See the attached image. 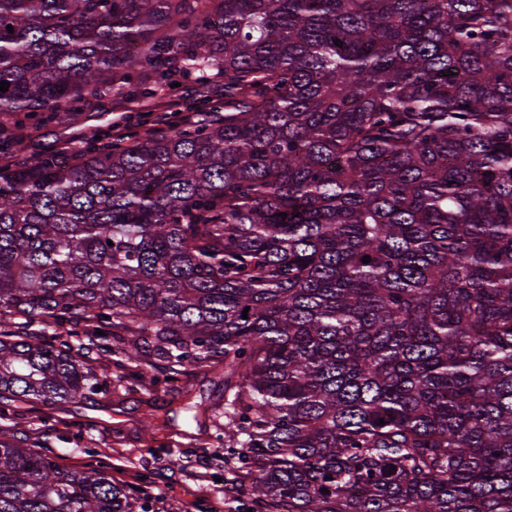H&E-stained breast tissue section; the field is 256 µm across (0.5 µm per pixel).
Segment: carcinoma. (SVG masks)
Masks as SVG:
<instances>
[{
    "instance_id": "cac0c4a2",
    "label": "carcinoma",
    "mask_w": 512,
    "mask_h": 512,
    "mask_svg": "<svg viewBox=\"0 0 512 512\" xmlns=\"http://www.w3.org/2000/svg\"><path fill=\"white\" fill-rule=\"evenodd\" d=\"M180 77L224 117L0 167V418L222 364L259 512H512V0H0L1 121ZM134 503L0 426V512Z\"/></svg>"
}]
</instances>
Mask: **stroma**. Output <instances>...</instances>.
Listing matches in <instances>:
<instances>
[{
    "mask_svg": "<svg viewBox=\"0 0 512 512\" xmlns=\"http://www.w3.org/2000/svg\"><path fill=\"white\" fill-rule=\"evenodd\" d=\"M142 111L138 102L125 101L106 112L89 103L65 124L26 120L25 140L1 153L0 164L32 162L62 146H77L92 135L111 133L120 118ZM142 370L146 379L139 382L120 356H99L95 371L107 381L108 394L53 409L19 402L8 426L58 464L107 470L114 481L134 489L149 512H212L230 484L236 488L237 512H255L245 464L203 433L191 410L195 403L223 402L222 368H187L173 385L166 381L163 362L151 361ZM173 456L179 467L169 466Z\"/></svg>",
    "mask_w": 512,
    "mask_h": 512,
    "instance_id": "35a3bbf8",
    "label": "stroma"
}]
</instances>
